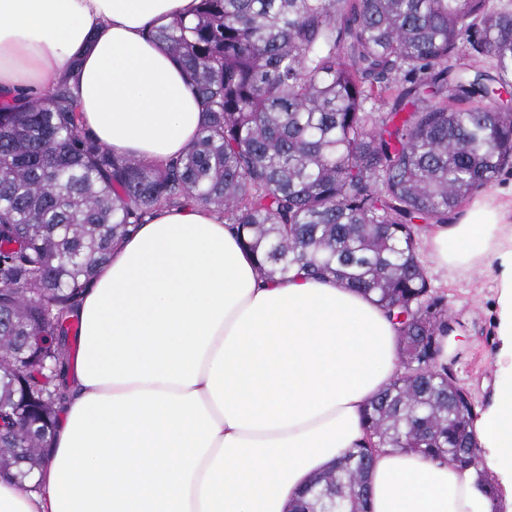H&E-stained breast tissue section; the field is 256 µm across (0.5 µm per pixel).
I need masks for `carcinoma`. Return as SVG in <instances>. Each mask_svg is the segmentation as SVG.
<instances>
[{"label":"carcinoma","instance_id":"cac0c4a2","mask_svg":"<svg viewBox=\"0 0 512 512\" xmlns=\"http://www.w3.org/2000/svg\"><path fill=\"white\" fill-rule=\"evenodd\" d=\"M204 122L160 164L117 155L61 78L0 106V469L40 467L71 377L80 297L159 207L232 225L261 274L334 276L398 326L400 373L362 417L365 444L292 512H367L379 448L466 467L471 392L440 361L448 307L417 254L512 162V4L492 0H199L152 25Z\"/></svg>","mask_w":512,"mask_h":512}]
</instances>
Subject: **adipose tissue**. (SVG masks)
Instances as JSON below:
<instances>
[{
  "mask_svg": "<svg viewBox=\"0 0 512 512\" xmlns=\"http://www.w3.org/2000/svg\"><path fill=\"white\" fill-rule=\"evenodd\" d=\"M197 0H0V103L44 93L78 62L82 121L118 155L160 163L204 116L146 35ZM444 271H496L512 358V194L470 199L425 238ZM71 397L41 469L0 475V512H288L365 439L362 413L399 373L397 331L332 277L270 280L230 225L159 208L85 288ZM512 483V375L476 422ZM369 512H491L474 468L381 449Z\"/></svg>",
  "mask_w": 512,
  "mask_h": 512,
  "instance_id": "adipose-tissue-1",
  "label": "adipose tissue"
}]
</instances>
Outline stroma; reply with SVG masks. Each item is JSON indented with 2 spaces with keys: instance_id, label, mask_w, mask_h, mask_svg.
Instances as JSON below:
<instances>
[{
  "instance_id": "35a3bbf8",
  "label": "stroma",
  "mask_w": 512,
  "mask_h": 512,
  "mask_svg": "<svg viewBox=\"0 0 512 512\" xmlns=\"http://www.w3.org/2000/svg\"><path fill=\"white\" fill-rule=\"evenodd\" d=\"M426 273L431 287L445 296L448 312L458 324V337L448 347V365L471 391L478 410H485L501 377L512 371V360L501 355L494 273L485 268L445 276L431 266Z\"/></svg>"
}]
</instances>
